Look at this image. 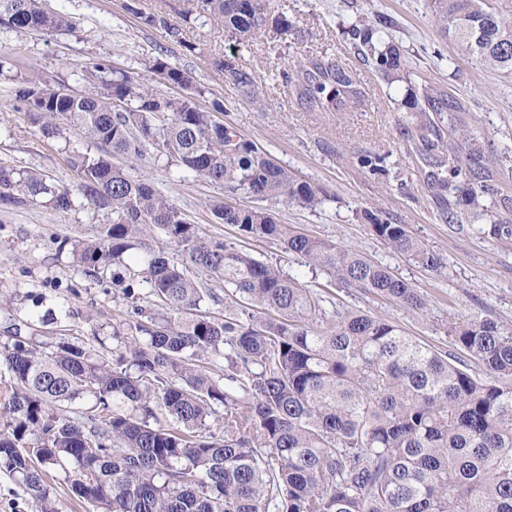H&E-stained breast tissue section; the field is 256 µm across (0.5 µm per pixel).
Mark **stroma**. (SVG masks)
<instances>
[{
  "mask_svg": "<svg viewBox=\"0 0 512 512\" xmlns=\"http://www.w3.org/2000/svg\"><path fill=\"white\" fill-rule=\"evenodd\" d=\"M125 2L49 0L72 21V30L63 34L0 27V57L13 64L10 73L0 76V163L37 170L62 186L74 185L67 157L82 140L68 131L54 139L42 135L15 96L22 78L39 73L82 93L87 86L79 78L81 67L105 61L163 94L180 95V88L157 83L150 71L153 59L161 55L192 75L200 107L223 100L244 137L321 191L323 201L313 210L276 203L281 223L387 266L418 288L428 305L412 311L329 285L327 275L311 274L301 258L283 254L276 243L242 238L231 225L215 222L213 202L226 199L251 207V197L225 195L194 173L162 162L139 164L155 188L209 235L325 292L327 310L343 305L367 310L442 351H452L450 327L466 315L494 320L512 333V243L496 242L487 234L491 222L512 221V211L493 203L481 219L448 223L423 192L428 168L419 150L404 145L397 130L414 99L431 84L465 101L463 120L470 130L490 140L495 150L512 151V80L444 37L433 21L431 0H269L271 15L288 19V32L272 41L262 36L247 43L237 42L204 17L184 20L188 0H139L137 15L125 9ZM145 13L164 17V24L143 23ZM365 23L399 46L406 60L400 70L383 74L364 53L352 30ZM171 24L181 27L182 40L169 34ZM321 53L353 69L365 92L362 106L309 112L285 95L282 70L297 56ZM229 55L252 70L251 91L236 89L213 67L214 59ZM375 156L381 159L376 173L362 164ZM364 208L386 210L395 223L407 225L439 256L441 270H427L388 248L359 218ZM111 221L109 208L78 193L65 212L29 198L0 204V344L18 337L46 348L69 341L111 359L123 351L122 339L112 334L128 309L122 288L112 282L118 266L100 278H87L63 244L67 237L95 239Z\"/></svg>",
  "mask_w": 512,
  "mask_h": 512,
  "instance_id": "1",
  "label": "stroma"
}]
</instances>
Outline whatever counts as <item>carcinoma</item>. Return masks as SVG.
<instances>
[{"label":"carcinoma","mask_w":512,"mask_h":512,"mask_svg":"<svg viewBox=\"0 0 512 512\" xmlns=\"http://www.w3.org/2000/svg\"><path fill=\"white\" fill-rule=\"evenodd\" d=\"M500 0H434V17L448 36L486 67L512 75V9ZM198 15L237 41L288 31L267 0H198ZM0 26L60 32L68 15L48 0H0ZM354 36L380 70L403 64L392 41L369 27ZM236 88L252 73L235 57L215 61ZM150 71L188 89L192 77L159 56ZM282 82L311 112L360 104L355 74L333 59L302 56ZM92 87L65 94L34 74L16 97L43 136L63 127L87 141L67 162L74 188L38 171L0 165V202L44 198L57 212L73 191L112 210L95 240H78V270L97 278L138 251L139 270L116 282L131 299L112 335L126 350L109 360L61 341L50 352L25 340L0 345V470L23 487L36 512H56L47 473L61 471L73 492L100 512H512V334L471 316L452 326L456 353L438 351L391 322L357 309L329 314L320 293L250 252L209 236L121 161L161 160L192 171L225 192L312 209L319 191L279 165L227 119L224 101L206 109L189 95L167 96L103 63L80 71ZM417 111L398 123L405 143L425 146L427 192L448 223L484 215L487 197L512 198L492 184L490 168L512 158L490 154L468 129L445 135L440 112L467 105L426 89ZM217 223L239 236H260L320 270L336 286L413 310L427 298L411 283L335 242L278 221L263 207L212 205ZM372 231L395 252L430 270L441 260L404 224L381 209H364ZM222 284L187 275L169 256ZM145 283L153 296L138 304L131 289ZM224 313L200 310L205 299ZM224 357V369L209 367ZM493 375L483 381L465 359ZM85 406L83 420L67 415ZM224 407V431L208 424Z\"/></svg>","instance_id":"carcinoma-1"}]
</instances>
